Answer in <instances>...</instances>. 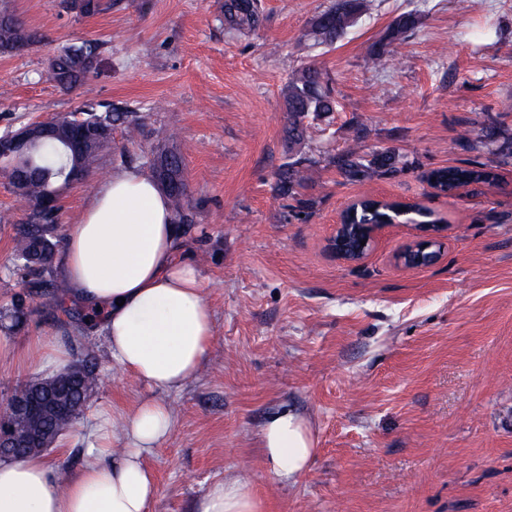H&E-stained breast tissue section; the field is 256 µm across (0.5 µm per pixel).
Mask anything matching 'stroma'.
<instances>
[{"mask_svg": "<svg viewBox=\"0 0 512 512\" xmlns=\"http://www.w3.org/2000/svg\"><path fill=\"white\" fill-rule=\"evenodd\" d=\"M334 2L260 0L262 27L239 35L224 27V0H112L92 18L60 0H0L45 37L0 54V133L87 99L132 113L143 129L133 140L116 129L100 171L62 195L58 240L112 172H148L153 128L172 129L184 153L197 221L182 234L214 340L196 377L166 396L175 426L146 457L158 484L151 512H196L229 475L251 482L263 512H512V0H365L334 44L304 39ZM409 13L417 28L386 42ZM83 40L100 44L96 70L63 90L49 60ZM304 65L322 72L338 107L309 117L293 145L285 92ZM353 146L364 160L389 150L396 161L347 179L336 160ZM296 159L308 180L287 197L277 173ZM473 166L494 182L448 196L426 180ZM364 197L434 210L447 224L439 262L396 265L418 235L403 224L363 260L338 257L330 243L341 213ZM15 235L0 224V335L12 344L0 356V404L52 374L28 352L64 327L73 358L99 376L66 450L45 455L72 475L100 409L120 422L149 391L113 365L76 305L24 288ZM282 408L304 415L316 441L307 471L289 480L257 441Z\"/></svg>", "mask_w": 512, "mask_h": 512, "instance_id": "1", "label": "stroma"}]
</instances>
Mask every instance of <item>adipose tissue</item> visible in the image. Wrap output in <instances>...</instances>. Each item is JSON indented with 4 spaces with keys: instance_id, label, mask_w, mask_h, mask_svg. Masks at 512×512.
<instances>
[{
    "instance_id": "1",
    "label": "adipose tissue",
    "mask_w": 512,
    "mask_h": 512,
    "mask_svg": "<svg viewBox=\"0 0 512 512\" xmlns=\"http://www.w3.org/2000/svg\"><path fill=\"white\" fill-rule=\"evenodd\" d=\"M166 194L137 170L122 169L94 189L79 224L65 239L59 276L65 298L93 313L113 363L141 380L149 397L122 418L100 425L86 462L66 483L38 456L0 462V512H148L158 493L147 454L172 433L175 416L164 393L199 371L214 338L212 312ZM259 439L271 471L303 472L315 454L307 419L273 414ZM198 512H263L250 481L214 484Z\"/></svg>"
}]
</instances>
